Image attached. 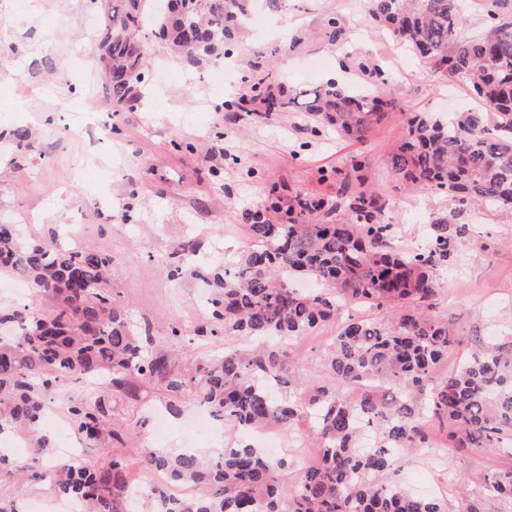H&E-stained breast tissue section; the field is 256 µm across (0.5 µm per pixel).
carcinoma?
Returning a JSON list of instances; mask_svg holds the SVG:
<instances>
[{
  "mask_svg": "<svg viewBox=\"0 0 512 512\" xmlns=\"http://www.w3.org/2000/svg\"><path fill=\"white\" fill-rule=\"evenodd\" d=\"M504 0H489L482 28L463 32L458 0H369L370 18L384 26L435 72L464 81L475 106L448 117L410 112L405 136L390 155L392 175L408 191L424 190L452 202L425 245L405 251L387 223L389 199L366 185L359 172L371 159L352 160L358 176H347L333 195L273 189L265 204L245 209L250 243L232 261L195 274L211 281L209 317L198 338L248 336L261 340L253 351L227 350L189 376L166 356L148 351L150 326L125 320L112 293V257L67 249L53 239L24 237L19 224L0 222V266L26 278L33 295L53 301L0 311V435H28L33 452H51L39 424L51 406L50 391L68 379L100 378L117 393L133 378H155L174 408L192 396L218 420L244 428L278 426L294 433L308 413L318 462L288 483L287 466L260 449L240 443L209 459L194 450L169 451L138 441L130 452L146 472L161 473L139 494V512H448L439 500L412 497L372 476L395 470L407 448H426V418L437 420L456 446L512 450V342H491L445 378H432L459 338L432 313L437 271L458 262L472 225L458 220L480 201L512 214V13ZM249 0H180L176 12L152 10L150 0H89L98 18V59L109 101L120 112L137 98L147 66L139 33L151 25L154 38L192 64L224 55L243 32ZM251 95L239 108L262 118L286 112L293 98L274 91L263 64H250ZM364 86L330 82L308 103L318 126L355 141L397 107L383 88L375 63L357 65ZM197 251L183 241L167 256L172 272ZM304 276L321 285L305 293L286 283ZM386 308L379 319L349 318L328 346V368L336 384L362 389L351 404L331 388L315 385L301 395L284 391L287 369L270 338L306 336L337 319L349 305ZM428 392V401L418 395ZM112 403L87 391L71 401L73 431L100 460L71 456L36 470L0 448V470L19 488L46 483L55 494L77 499L82 512H133L128 466L112 449L128 447V436L112 425ZM483 491L512 500V470L484 475Z\"/></svg>",
  "mask_w": 512,
  "mask_h": 512,
  "instance_id": "obj_1",
  "label": "carcinoma"
}]
</instances>
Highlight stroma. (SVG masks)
Segmentation results:
<instances>
[{"label": "stroma", "instance_id": "stroma-1", "mask_svg": "<svg viewBox=\"0 0 512 512\" xmlns=\"http://www.w3.org/2000/svg\"><path fill=\"white\" fill-rule=\"evenodd\" d=\"M0 0V131L26 129L33 150L16 154L0 140V218L26 215L27 237L58 230L67 248L112 257V291L131 322L149 323L155 347L184 373L225 350L251 346V338L194 339L208 313L210 287L191 273L171 278L163 255L187 238L200 249L191 265L232 257L249 241L238 212L264 204L268 188L282 184L309 193H332L323 171H348L367 153V185L393 200L389 223L406 249H414L431 224L447 213V199L406 193L390 174L389 156L406 131L405 107L448 113L470 105L465 83L439 79L369 18L367 0H283L270 10L254 0L248 35L228 58L199 65L177 57L146 36L149 65L133 108L115 112L108 100L96 35L87 25L88 0ZM344 29L328 42L329 19ZM270 62V81L298 94L321 87L344 69L358 86L357 62L378 64L385 87L399 102L364 143L316 131L301 108L258 121L237 111L249 90L248 63ZM474 232L465 241L456 271L439 274L434 312L448 321L460 343L439 367L447 376L497 333L512 329V222L496 209L473 203L467 218ZM180 336H173V328ZM336 333L328 323L283 345L297 382L335 386L325 349ZM158 382L138 378L129 396H114V426L137 431L159 448H182V415L164 407ZM427 448H412L397 472L376 482L397 483L419 497L437 496L448 512H512V503L487 497L478 479L512 469V454L453 448L433 429Z\"/></svg>", "mask_w": 512, "mask_h": 512}]
</instances>
